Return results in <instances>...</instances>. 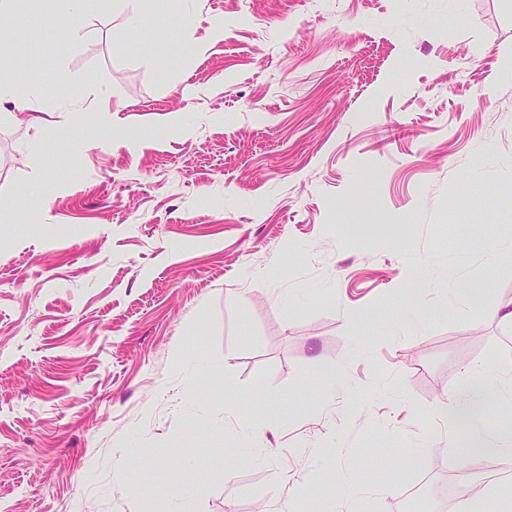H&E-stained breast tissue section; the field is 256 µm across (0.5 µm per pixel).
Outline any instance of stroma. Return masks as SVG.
<instances>
[{"mask_svg": "<svg viewBox=\"0 0 512 512\" xmlns=\"http://www.w3.org/2000/svg\"><path fill=\"white\" fill-rule=\"evenodd\" d=\"M139 5L12 2L48 124L0 121V512H455L436 408L512 378V0ZM285 413V398L278 392L264 394L254 410V416L269 426L277 424Z\"/></svg>", "mask_w": 512, "mask_h": 512, "instance_id": "obj_1", "label": "stroma"}]
</instances>
